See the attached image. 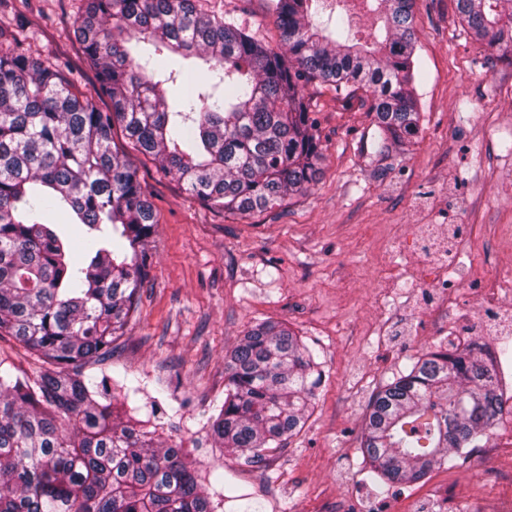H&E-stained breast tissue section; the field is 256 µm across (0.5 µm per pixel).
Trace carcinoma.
<instances>
[{"label":"carcinoma","mask_w":512,"mask_h":512,"mask_svg":"<svg viewBox=\"0 0 512 512\" xmlns=\"http://www.w3.org/2000/svg\"><path fill=\"white\" fill-rule=\"evenodd\" d=\"M326 2L269 0L283 54L195 0H88L77 36L97 84L79 95L55 64L0 48V337L50 364L30 375L0 363V512H217L216 469L136 429L83 374L137 306L157 224L113 131L206 206L240 215L313 182L312 81L366 95L375 131L360 139L363 158L405 150L421 131L414 0H371L382 26L359 38L346 7L318 21ZM457 10L490 56L512 63V0H457ZM67 224L84 229L79 265ZM503 357L507 341L485 359L450 342L373 395L360 451L380 495L480 447L512 415ZM224 374V403L196 445L250 464L301 432L323 376L274 321L246 332Z\"/></svg>","instance_id":"1"}]
</instances>
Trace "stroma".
Segmentation results:
<instances>
[{"mask_svg":"<svg viewBox=\"0 0 512 512\" xmlns=\"http://www.w3.org/2000/svg\"><path fill=\"white\" fill-rule=\"evenodd\" d=\"M86 0H0V44L60 62L78 90L95 83L75 36ZM278 49L268 0H197ZM424 76L418 141L373 174L357 142L371 124L317 83L323 157L302 194L253 215L212 210L115 131L157 215L139 309L83 372L129 393L156 438L195 447L224 402V355L256 323H286L325 371L302 431L262 463L224 459V512H512V416L454 466L378 495L362 464L373 393L423 352L467 330L484 349L512 334V293L484 306L488 278L512 283V65L463 30L456 0H415ZM456 253L468 274L448 267Z\"/></svg>","mask_w":512,"mask_h":512,"instance_id":"35a3bbf8","label":"stroma"}]
</instances>
